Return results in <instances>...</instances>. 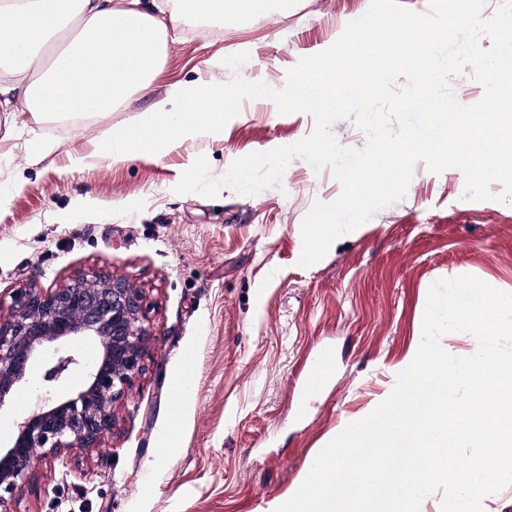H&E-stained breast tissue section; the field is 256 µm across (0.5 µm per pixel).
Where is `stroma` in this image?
<instances>
[{
    "mask_svg": "<svg viewBox=\"0 0 512 512\" xmlns=\"http://www.w3.org/2000/svg\"><path fill=\"white\" fill-rule=\"evenodd\" d=\"M369 0H269L251 14L186 13L153 82L111 112L76 120L0 118V304L111 271L142 288L154 333L145 373L98 451L43 463L12 512H274L319 450L388 391L416 345L430 285L469 274L512 292V204L464 199L462 173L417 163L407 194L303 268L301 222L340 186L294 159L281 188L208 199L173 191L205 155L212 176L252 152L307 136L313 119L244 102L218 134L116 160L99 149L175 86L228 81L217 58L246 51L248 81L282 87ZM52 145L36 159L34 141ZM82 156L81 167L71 163ZM334 365L316 389L322 353ZM42 370L0 408L10 437L34 409Z\"/></svg>",
    "mask_w": 512,
    "mask_h": 512,
    "instance_id": "1",
    "label": "stroma"
}]
</instances>
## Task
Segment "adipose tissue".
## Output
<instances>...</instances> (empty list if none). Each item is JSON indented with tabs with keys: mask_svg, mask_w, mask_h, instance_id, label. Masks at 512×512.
<instances>
[{
	"mask_svg": "<svg viewBox=\"0 0 512 512\" xmlns=\"http://www.w3.org/2000/svg\"><path fill=\"white\" fill-rule=\"evenodd\" d=\"M167 0H31L0 9V112L89 117L148 91L171 31Z\"/></svg>",
	"mask_w": 512,
	"mask_h": 512,
	"instance_id": "1",
	"label": "adipose tissue"
}]
</instances>
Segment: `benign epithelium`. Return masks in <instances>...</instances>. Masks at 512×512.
<instances>
[{
  "instance_id": "obj_1",
  "label": "benign epithelium",
  "mask_w": 512,
  "mask_h": 512,
  "mask_svg": "<svg viewBox=\"0 0 512 512\" xmlns=\"http://www.w3.org/2000/svg\"><path fill=\"white\" fill-rule=\"evenodd\" d=\"M98 358L86 365L75 394L57 387L83 364L82 344ZM152 330L142 289L110 272L77 273L58 288H14L0 314V408L26 380L28 367L45 358V394L0 450V512L18 497L43 460L68 467L71 450L92 451L116 428L115 405L147 368Z\"/></svg>"
}]
</instances>
